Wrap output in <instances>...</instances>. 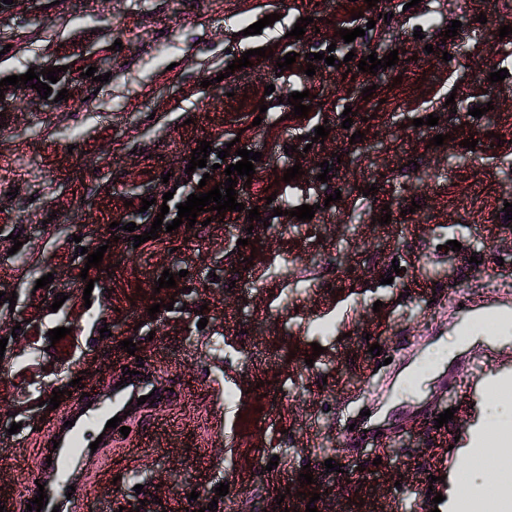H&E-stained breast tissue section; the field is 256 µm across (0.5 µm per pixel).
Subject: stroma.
<instances>
[{"instance_id": "35a3bbf8", "label": "stroma", "mask_w": 512, "mask_h": 512, "mask_svg": "<svg viewBox=\"0 0 512 512\" xmlns=\"http://www.w3.org/2000/svg\"><path fill=\"white\" fill-rule=\"evenodd\" d=\"M406 2L16 0L0 12V79L50 64L106 76H76L67 100L46 105L19 92L0 117V160L28 172L0 183V291L17 296L0 301V512H18L40 454L34 430L56 417L53 392L68 409L136 357L180 390L139 427L136 447L106 449L83 512H200L211 502L215 512H305L311 496L318 512H427L449 445L491 418L468 391L444 390L441 367L484 349L482 336L453 333L462 307L512 291V220L502 213L512 203V34L489 22L512 16V0ZM271 13L278 21L248 34ZM307 16L303 38H292ZM455 20L457 36L442 39ZM357 27L364 36L342 41L340 29ZM260 47L272 58L257 56ZM329 49L354 79L322 60L304 73L306 54ZM395 49L405 53L397 65L359 71L358 57ZM246 51L251 66L228 71ZM290 52L296 67L279 70ZM501 69L507 78L490 82ZM305 90L318 103L299 118L284 98ZM348 106L358 117L345 129ZM476 107L482 117L471 116ZM431 114L437 125L414 126ZM321 124L330 133L318 143ZM356 131L365 138L354 144ZM438 134L444 145H432ZM470 137L472 150L461 145ZM236 139L262 155L243 201L261 222L215 214L135 244L127 223L150 230L162 197L176 209L199 141L212 146L219 183L217 153ZM335 154L337 169L318 181L320 162ZM297 164L302 175L284 181ZM368 185L375 194L363 195ZM304 204L317 207L306 222L291 215ZM18 232L27 237L19 248ZM450 240L461 251L447 249ZM79 245L105 247L103 266L86 268ZM166 270L175 289H156ZM49 273L53 283L37 288ZM167 299L172 310L150 314ZM57 327L68 333L50 342ZM129 338L133 356L120 347ZM449 405L448 429L401 425ZM356 407L381 431L359 452L341 435ZM329 458L342 472L327 471ZM306 468L314 484H302Z\"/></svg>"}]
</instances>
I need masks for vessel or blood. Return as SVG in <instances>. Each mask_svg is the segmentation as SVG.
<instances>
[{
  "label": "vessel or blood",
  "mask_w": 512,
  "mask_h": 512,
  "mask_svg": "<svg viewBox=\"0 0 512 512\" xmlns=\"http://www.w3.org/2000/svg\"><path fill=\"white\" fill-rule=\"evenodd\" d=\"M114 384L108 385L99 397L80 399L56 420L42 440L46 459L29 475L30 483L21 504L31 503L39 492H46L47 502L42 512H73L85 490L92 468L106 465L102 451L111 447L117 434L107 425L108 420L121 417L124 426H134L143 413L138 397L154 395V409L161 410L170 403L171 390L176 382L163 378L150 367H141L138 374L128 375L119 370ZM451 387L469 389L476 399L493 391L512 387V362L500 359L479 374L453 367L444 378ZM101 437L100 451H90V440Z\"/></svg>",
  "instance_id": "vessel-or-blood-1"
}]
</instances>
